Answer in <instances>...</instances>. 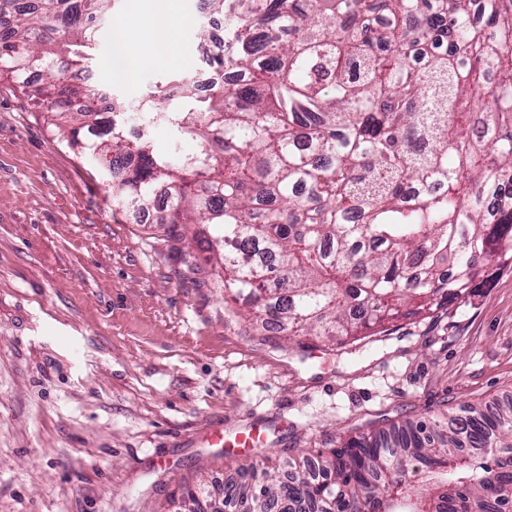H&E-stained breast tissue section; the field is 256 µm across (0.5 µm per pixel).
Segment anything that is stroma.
<instances>
[{"mask_svg":"<svg viewBox=\"0 0 512 512\" xmlns=\"http://www.w3.org/2000/svg\"><path fill=\"white\" fill-rule=\"evenodd\" d=\"M116 0L91 81L137 104L161 78L203 68L198 0H170L174 45L136 86L106 65ZM107 174L54 139L40 104L0 83V512H168L178 485L255 463L207 440L274 429V451L512 397V271L464 301L402 322L376 351L303 353L224 321V292L188 272L166 225L132 215Z\"/></svg>","mask_w":512,"mask_h":512,"instance_id":"obj_1","label":"stroma"}]
</instances>
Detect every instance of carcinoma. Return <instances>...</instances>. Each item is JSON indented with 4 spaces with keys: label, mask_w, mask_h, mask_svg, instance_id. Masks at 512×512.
Listing matches in <instances>:
<instances>
[{
    "label": "carcinoma",
    "mask_w": 512,
    "mask_h": 512,
    "mask_svg": "<svg viewBox=\"0 0 512 512\" xmlns=\"http://www.w3.org/2000/svg\"><path fill=\"white\" fill-rule=\"evenodd\" d=\"M236 75L207 95L170 75L141 97L148 126L199 151L125 136V102L99 120L77 81L114 0H0V77L40 102L68 145L105 166L112 199L149 210L208 253L225 314L247 336L276 324L293 349L356 351L398 323L465 300L512 266V0H206ZM204 224L189 237L187 225ZM320 474L309 473V462ZM224 503L265 512H512V399L358 433L290 469L263 456ZM424 468L421 486L404 479ZM185 512H224L204 483ZM150 139L155 152L161 155L174 153L183 155L192 153L197 149V141L191 135L185 134L177 138L167 126L166 128L162 126L154 127Z\"/></svg>",
    "instance_id": "carcinoma-1"
}]
</instances>
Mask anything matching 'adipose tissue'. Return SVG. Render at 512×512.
<instances>
[{"label":"adipose tissue","instance_id":"obj_1","mask_svg":"<svg viewBox=\"0 0 512 512\" xmlns=\"http://www.w3.org/2000/svg\"><path fill=\"white\" fill-rule=\"evenodd\" d=\"M173 40L166 0H157L145 17L138 38H131L125 24L113 26L112 57L108 68L113 77L134 84L142 67L166 56Z\"/></svg>","mask_w":512,"mask_h":512}]
</instances>
